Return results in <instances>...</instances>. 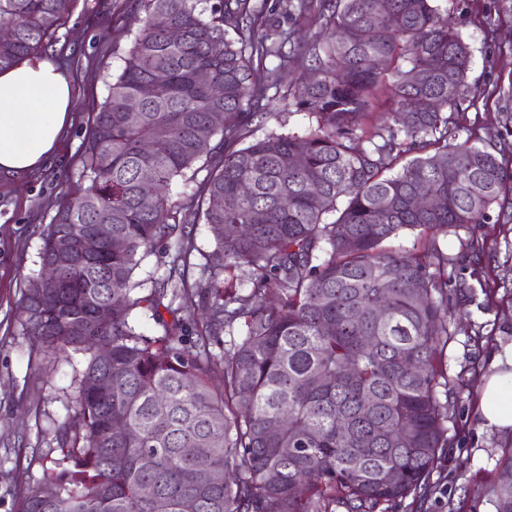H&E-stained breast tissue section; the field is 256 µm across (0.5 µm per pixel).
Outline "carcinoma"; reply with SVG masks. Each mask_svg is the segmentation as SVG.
I'll use <instances>...</instances> for the list:
<instances>
[{
  "label": "carcinoma",
  "instance_id": "obj_1",
  "mask_svg": "<svg viewBox=\"0 0 512 512\" xmlns=\"http://www.w3.org/2000/svg\"><path fill=\"white\" fill-rule=\"evenodd\" d=\"M142 2L83 146L87 186L42 232L41 262L63 237L73 257L43 303L32 277L22 293L19 323L40 330L44 351L87 360L74 370L73 413L57 427L62 457L26 489L19 512H181L187 499L197 512H396L420 500L453 444L441 400L450 392L453 260L433 246L417 259L386 242L480 224L512 182L506 150L458 141L447 113L464 92L469 47L434 0H334L310 48L315 79L294 95L314 127L251 140L248 120L269 78L263 60L279 54L262 6ZM73 5L0 0V27L13 32L0 42V68L39 54ZM377 58L385 69L373 68ZM158 71L164 83L141 97ZM383 93L392 120L368 131ZM180 180L199 184L174 201ZM424 189L442 205L415 204ZM200 220L246 230L215 235L222 264H198L190 285L196 247L185 225ZM94 224L112 225L125 247L86 250ZM170 242L169 274L137 295L135 270ZM240 269L248 291L224 278ZM108 304L112 328L97 331L93 315ZM138 309L162 334L136 332ZM223 332L231 339L215 354ZM103 349L111 359L99 358ZM412 359L417 373L407 370ZM94 374L112 387H89ZM339 419L348 433L336 430ZM111 457L122 464L109 466ZM46 486L57 491L51 501ZM487 494L496 512H512V459Z\"/></svg>",
  "mask_w": 512,
  "mask_h": 512
}]
</instances>
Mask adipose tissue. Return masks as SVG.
Returning a JSON list of instances; mask_svg holds the SVG:
<instances>
[{
    "label": "adipose tissue",
    "mask_w": 512,
    "mask_h": 512,
    "mask_svg": "<svg viewBox=\"0 0 512 512\" xmlns=\"http://www.w3.org/2000/svg\"><path fill=\"white\" fill-rule=\"evenodd\" d=\"M72 110L71 79L52 59L32 55L0 70V174L23 178L43 170ZM476 412L488 430L512 432V346L483 375Z\"/></svg>",
    "instance_id": "adipose-tissue-1"
}]
</instances>
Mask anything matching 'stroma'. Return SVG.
Masks as SVG:
<instances>
[{"mask_svg":"<svg viewBox=\"0 0 512 512\" xmlns=\"http://www.w3.org/2000/svg\"><path fill=\"white\" fill-rule=\"evenodd\" d=\"M268 28L292 33L291 59L281 79L269 86L266 113L253 121L252 137L271 132L301 133L307 113L292 107L297 79L310 72L309 42L324 23L322 0H307L301 12H285L282 0H264ZM441 13L471 52L465 92L453 108L459 137L495 149L512 144V0H436ZM143 9L141 0H75L72 12L45 54L68 71L74 113L56 155L37 176L0 177V512H18L25 489L43 475L42 459L55 447L54 431L67 414L74 369L70 361L43 355L22 330L17 309L27 278L40 269L41 233L67 194L78 191L81 144L91 117L108 93L132 38L126 29ZM391 248L420 255L429 247L454 258L448 304L454 307L447 348L449 432L454 443L444 465L431 476L434 490L424 500L405 502L398 512H495L487 485L512 455V434L484 428L474 401L485 365L512 344V197L493 207L485 223L435 239L410 231Z\"/></svg>","mask_w":512,"mask_h":512,"instance_id":"1","label":"stroma"}]
</instances>
